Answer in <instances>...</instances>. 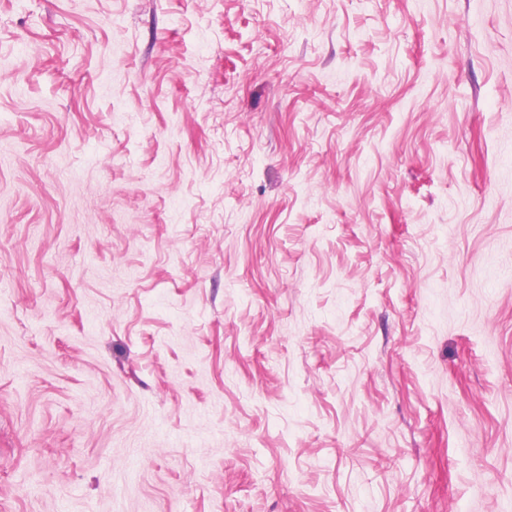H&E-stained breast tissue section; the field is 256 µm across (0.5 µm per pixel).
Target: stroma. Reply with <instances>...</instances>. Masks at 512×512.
Segmentation results:
<instances>
[{"instance_id":"35a3bbf8","label":"stroma","mask_w":512,"mask_h":512,"mask_svg":"<svg viewBox=\"0 0 512 512\" xmlns=\"http://www.w3.org/2000/svg\"><path fill=\"white\" fill-rule=\"evenodd\" d=\"M0 512H512V0H0Z\"/></svg>"}]
</instances>
